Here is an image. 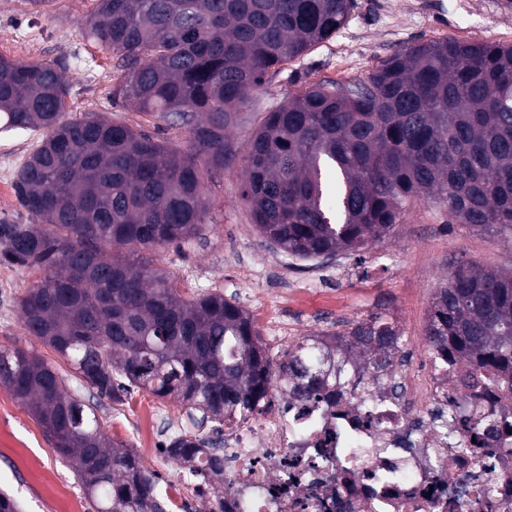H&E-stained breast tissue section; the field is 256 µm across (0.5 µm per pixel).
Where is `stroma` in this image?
I'll return each mask as SVG.
<instances>
[{
	"instance_id": "stroma-1",
	"label": "stroma",
	"mask_w": 512,
	"mask_h": 512,
	"mask_svg": "<svg viewBox=\"0 0 512 512\" xmlns=\"http://www.w3.org/2000/svg\"><path fill=\"white\" fill-rule=\"evenodd\" d=\"M59 17H34L25 0H0V56L66 65L72 116L111 114L135 129L168 141L185 140L183 130L156 129L154 117L131 105H113L117 83L110 53L86 43L79 27L92 0H58ZM480 39L512 43V0H356L347 23L300 58L286 62L254 94L252 110L241 113L229 137L244 142L263 114L311 83L325 78L363 79L395 51L428 40ZM81 55L86 67L71 64ZM33 138L0 137V221L27 223L14 190L18 167ZM241 167L225 170L212 187L213 224L204 240L182 249L154 253L156 266L169 272L182 296L217 291L246 310L274 354L315 334L342 332L380 315L410 336H424L434 294L462 259L512 272V237L496 228L448 224L427 204L416 205L407 223L397 225L384 243L360 257L335 262H304L265 244L249 224L238 187ZM39 271L0 265V348L22 345L53 363L73 393L83 388L70 364L51 347L25 336L18 301ZM164 414L174 432L193 430L186 409L133 389L120 403L101 398L97 415L108 437L138 447L147 408ZM9 491L21 512H94L72 466L61 457L28 409L0 387V491Z\"/></svg>"
}]
</instances>
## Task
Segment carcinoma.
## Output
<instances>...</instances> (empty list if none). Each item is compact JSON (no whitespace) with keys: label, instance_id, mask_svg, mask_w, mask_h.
Listing matches in <instances>:
<instances>
[{"label":"carcinoma","instance_id":"1","mask_svg":"<svg viewBox=\"0 0 512 512\" xmlns=\"http://www.w3.org/2000/svg\"><path fill=\"white\" fill-rule=\"evenodd\" d=\"M81 35L112 54V100L185 130L184 141L100 112L72 118L62 66L0 56L5 130L39 133L14 187L29 224L0 222V263L43 277L19 300L26 335L121 402L131 388L178 399L216 431L249 421L281 385L316 396L336 352L381 369L398 332L382 317L273 357L251 316L219 292L180 296L156 251L205 238L207 184L242 163L251 224L295 259L351 256L426 203L448 224L512 235V44L432 40L364 80L323 79L264 113L241 146L227 129L268 74L329 39L355 0H95ZM122 250L138 254L132 261ZM426 336L475 396L512 394V273L459 261ZM0 385L28 408L84 483L95 512H166L135 453L107 437L94 404L31 349L0 351ZM166 451L224 473L212 441Z\"/></svg>","mask_w":512,"mask_h":512}]
</instances>
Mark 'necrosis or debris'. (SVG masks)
I'll list each match as a JSON object with an SVG mask.
<instances>
[{
    "instance_id": "obj_1",
    "label": "necrosis or debris",
    "mask_w": 512,
    "mask_h": 512,
    "mask_svg": "<svg viewBox=\"0 0 512 512\" xmlns=\"http://www.w3.org/2000/svg\"><path fill=\"white\" fill-rule=\"evenodd\" d=\"M354 366L308 400L269 394L224 441L211 512H512V399L468 400L436 365ZM494 404L493 429L468 432Z\"/></svg>"
}]
</instances>
